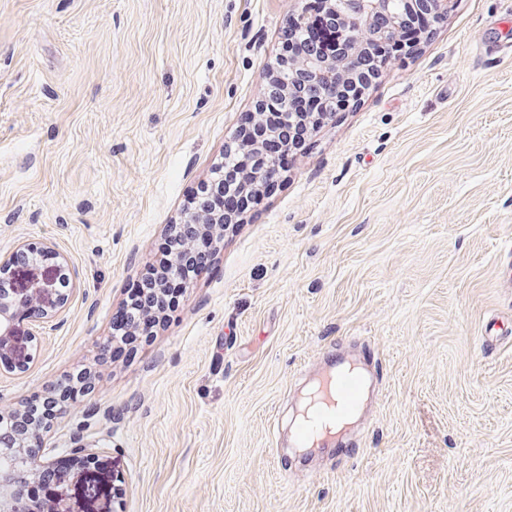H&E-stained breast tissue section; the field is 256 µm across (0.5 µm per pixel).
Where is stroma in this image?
I'll list each match as a JSON object with an SVG mask.
<instances>
[{
  "instance_id": "35a3bbf8",
  "label": "stroma",
  "mask_w": 512,
  "mask_h": 512,
  "mask_svg": "<svg viewBox=\"0 0 512 512\" xmlns=\"http://www.w3.org/2000/svg\"><path fill=\"white\" fill-rule=\"evenodd\" d=\"M303 4L0 0V257L48 247L13 287L70 281L52 326L16 320L0 407L91 370L43 432L56 458L105 447L95 498L57 488L74 512H512V0H455L220 232L156 334L100 359ZM352 349L379 390L346 448L280 445Z\"/></svg>"
}]
</instances>
